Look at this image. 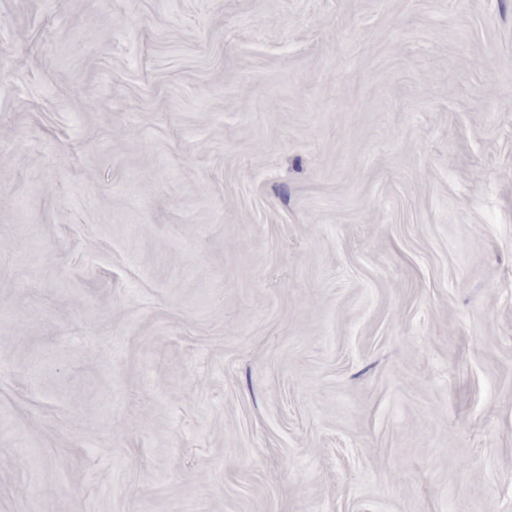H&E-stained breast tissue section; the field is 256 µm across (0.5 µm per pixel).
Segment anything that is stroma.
I'll list each match as a JSON object with an SVG mask.
<instances>
[{"label":"stroma","mask_w":512,"mask_h":512,"mask_svg":"<svg viewBox=\"0 0 512 512\" xmlns=\"http://www.w3.org/2000/svg\"><path fill=\"white\" fill-rule=\"evenodd\" d=\"M0 512H512V0H0Z\"/></svg>","instance_id":"1"}]
</instances>
